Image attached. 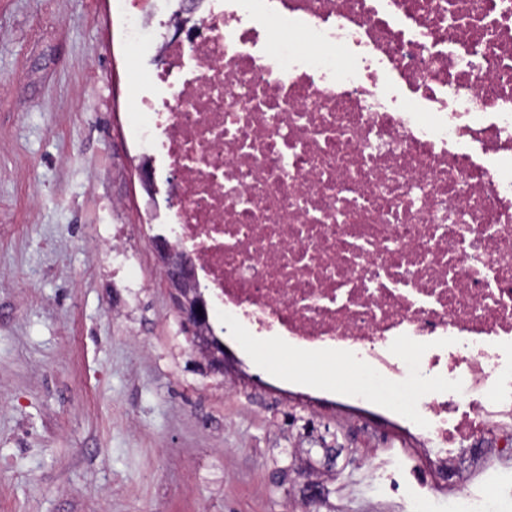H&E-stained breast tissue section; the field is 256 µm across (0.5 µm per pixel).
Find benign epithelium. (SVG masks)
<instances>
[{
    "label": "benign epithelium",
    "mask_w": 512,
    "mask_h": 512,
    "mask_svg": "<svg viewBox=\"0 0 512 512\" xmlns=\"http://www.w3.org/2000/svg\"><path fill=\"white\" fill-rule=\"evenodd\" d=\"M154 244L169 295L188 333L191 350L201 359L206 373L224 376L228 366L226 352L205 330L210 316L209 303L199 288L192 255L172 250L163 236L156 238Z\"/></svg>",
    "instance_id": "benign-epithelium-1"
}]
</instances>
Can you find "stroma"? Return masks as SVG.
<instances>
[{
  "mask_svg": "<svg viewBox=\"0 0 512 512\" xmlns=\"http://www.w3.org/2000/svg\"><path fill=\"white\" fill-rule=\"evenodd\" d=\"M125 23L121 0H0V274L18 278L0 283V512H283L302 498L272 477L312 417L345 449L318 512H409L370 478L399 439L288 403L264 352L247 369L229 343L224 376L197 367L129 129L156 63Z\"/></svg>",
  "mask_w": 512,
  "mask_h": 512,
  "instance_id": "obj_1",
  "label": "stroma"
}]
</instances>
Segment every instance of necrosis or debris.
<instances>
[{
    "label": "necrosis or debris",
    "instance_id": "1",
    "mask_svg": "<svg viewBox=\"0 0 512 512\" xmlns=\"http://www.w3.org/2000/svg\"><path fill=\"white\" fill-rule=\"evenodd\" d=\"M126 0L166 63L132 132L238 333L350 365L423 448L413 512L512 457V0Z\"/></svg>",
    "mask_w": 512,
    "mask_h": 512
}]
</instances>
